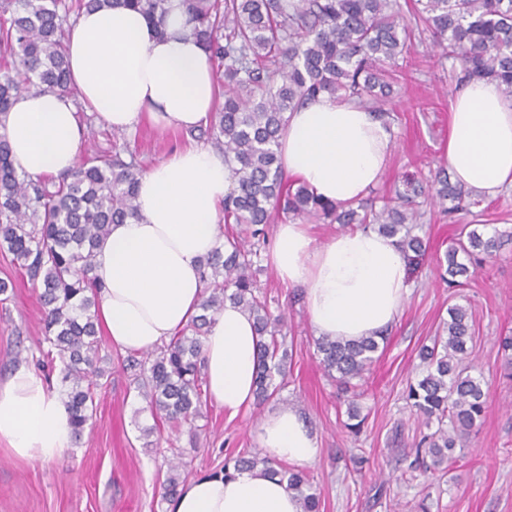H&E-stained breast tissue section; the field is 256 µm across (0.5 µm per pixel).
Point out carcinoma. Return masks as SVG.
Here are the masks:
<instances>
[{
	"label": "carcinoma",
	"mask_w": 512,
	"mask_h": 512,
	"mask_svg": "<svg viewBox=\"0 0 512 512\" xmlns=\"http://www.w3.org/2000/svg\"><path fill=\"white\" fill-rule=\"evenodd\" d=\"M189 32L224 68L223 102L199 137L224 155L234 187L224 200V223L248 224L246 241L226 235L202 266L205 284L201 313L169 342L123 362L133 369V384L154 419L145 435L168 425L193 423L205 398L201 373L202 340L214 316L229 300L253 320L257 335L256 404L285 387L288 352L284 348L286 317L271 311L260 294L255 270L261 262L260 242L267 227L282 218L311 217L399 237L405 258L425 256L426 244L413 233L416 214L409 207L423 192L422 183L405 177L406 190L380 200V205H337L315 196L281 168L279 139L288 113L320 94L355 101L385 119L382 108L393 93L390 74L409 37V23L397 0H184ZM155 22L165 33L167 0H123ZM71 7L64 0H0V51L12 67L0 73V113L23 91L70 93L64 24ZM414 21L431 30L441 56L461 64V81L495 80L512 101V0H415ZM142 165L128 148L98 152L87 147L72 172L58 180L33 179L11 154L0 134V245L7 248L28 280L41 288L43 342L61 367L62 398L74 439H80L96 413V390L104 376L97 367L98 323L94 308L100 292L91 276L97 243L113 224H123L138 211L137 183ZM436 197L450 200L448 213L468 210L471 202L460 187L439 170L432 181ZM504 234L488 235L463 225L445 253L448 286L461 287L469 268L463 254L478 266L500 247ZM388 332L354 342L320 338L326 375L341 390L354 387L376 360ZM473 341L471 316L460 305L450 309L442 336L424 346L425 374L409 385L408 399L425 424L437 423L415 448L410 468L448 472L456 463L455 448L467 446L484 415L488 390L466 373L462 362ZM347 429L365 423L356 399L348 401ZM184 453L169 463L165 494L172 498L182 483ZM262 466L287 483L302 501L303 512H321L320 497L308 474L290 470L267 456L245 453L224 460V475Z\"/></svg>",
	"instance_id": "carcinoma-1"
}]
</instances>
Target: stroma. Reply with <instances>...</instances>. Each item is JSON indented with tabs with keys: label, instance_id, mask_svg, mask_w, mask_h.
<instances>
[{
	"label": "stroma",
	"instance_id": "35a3bbf8",
	"mask_svg": "<svg viewBox=\"0 0 512 512\" xmlns=\"http://www.w3.org/2000/svg\"><path fill=\"white\" fill-rule=\"evenodd\" d=\"M399 64L397 92L384 105L392 118L391 151L383 176L369 191L373 198L401 187L406 174L426 178L447 163L448 117L456 92L452 63L423 32L412 38ZM183 143L179 133L160 131L147 121L134 141L146 167ZM418 210L429 259L412 274L388 342L362 381L358 402L367 419L360 434L344 426V397L320 365L300 290L281 285L271 268L257 274L273 310L288 317L286 342L293 347V362L277 403L298 410L317 440L319 453L308 470L323 512H512V380L503 375L498 344L500 336L512 334V240L504 241L458 291L441 280L433 262L460 225L512 233V189L469 214H447L424 200ZM0 280L10 284L7 301L0 303L1 379L16 365L42 362L43 324L39 289L1 248ZM455 304L473 316L472 374L489 388L488 407L461 451L458 468L428 480L410 468L414 448L428 429L413 411L407 387L423 371L420 347L432 343ZM99 356L108 379L96 414L59 459L19 460L0 443V512H166L163 482L172 449H188L192 475L218 471L225 457L239 452H258L262 412L252 408L232 417L211 403L197 420L199 435L184 427L144 439L143 429L153 424L146 402L131 386L109 340L101 341Z\"/></svg>",
	"mask_w": 512,
	"mask_h": 512
}]
</instances>
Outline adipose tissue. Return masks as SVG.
I'll return each mask as SVG.
<instances>
[{
    "label": "adipose tissue",
    "mask_w": 512,
    "mask_h": 512,
    "mask_svg": "<svg viewBox=\"0 0 512 512\" xmlns=\"http://www.w3.org/2000/svg\"><path fill=\"white\" fill-rule=\"evenodd\" d=\"M183 0H168L165 34L143 14L112 4L82 11L68 43L77 98L24 92L0 114V133L32 177L67 173L86 131L78 109L131 133L143 120L165 131L207 125L217 101L212 66L189 35ZM392 133L373 112L322 94L288 115L279 141L283 171L322 199L357 203L389 160ZM448 164L465 188L495 196L512 188V101L492 80L456 92L448 122ZM223 155L189 142L139 179L138 215L113 225L95 249L92 275L101 286L97 316L113 347L163 345L196 316L202 260L217 246L218 214L233 189ZM269 264L278 280L303 288L317 336L355 341L392 325L410 284L395 238L355 230L318 242L307 225L278 224ZM210 401L229 415L254 401L257 336L238 306L225 303L203 338ZM257 441L270 458L298 465L318 455L315 436L295 409L263 417ZM0 442L21 460L50 462L72 442V427L54 381L32 365L0 382ZM169 512H303L285 483L261 468L202 473L184 483Z\"/></svg>",
    "instance_id": "adipose-tissue-1"
}]
</instances>
